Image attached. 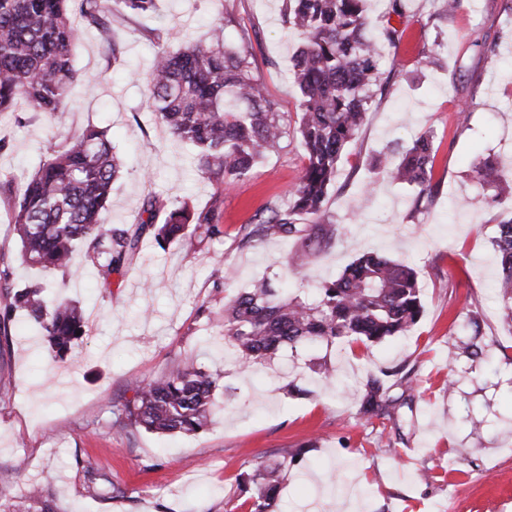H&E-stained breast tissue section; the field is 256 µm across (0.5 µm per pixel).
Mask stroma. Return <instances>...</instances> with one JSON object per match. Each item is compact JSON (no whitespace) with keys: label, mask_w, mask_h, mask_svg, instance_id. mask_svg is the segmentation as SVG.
Segmentation results:
<instances>
[{"label":"stroma","mask_w":512,"mask_h":512,"mask_svg":"<svg viewBox=\"0 0 512 512\" xmlns=\"http://www.w3.org/2000/svg\"><path fill=\"white\" fill-rule=\"evenodd\" d=\"M281 8L282 0H156L154 12L135 15L110 0L107 31L81 29L65 121L74 131L107 129L120 159L107 223H136L150 196L167 209L186 203L197 210L218 198L221 234L192 251L146 240L144 263L113 276L106 289L81 251L66 270L22 264L10 203L0 196V256L10 283L62 288L87 322L82 342L60 360L23 311L12 313V333L0 345V387L9 390L0 399V472L11 475L0 481V503L40 485L63 512H249L239 475L303 445L308 452L288 470L279 512H512V321L493 289L500 261L491 243L498 224L512 218V193L475 174L489 160L512 180V0H463L451 14L441 0H409L404 37L385 53L386 77L329 193L340 234L302 275L287 262L292 241L238 245L259 209L287 202L304 166L289 74L300 38L283 27ZM228 16L236 24L225 29L226 40L251 39L253 74L289 133L247 178L220 190L197 172L193 147L147 108L145 76L167 29L182 42H206ZM428 129L439 184L429 201L374 168L376 158ZM55 133L24 104L0 120V178L22 187ZM371 181L374 196L360 201ZM365 251L416 269L424 311L410 335L313 343L245 371L199 312L203 304L222 308L256 276L314 293ZM473 340L484 358L463 354ZM188 354L224 373L223 407L205 431L131 434L114 425L112 407L133 383L170 371ZM313 357L327 360L336 384L308 371ZM394 369L413 380L412 409L396 423L360 414L368 375ZM293 379L306 395L284 391ZM89 468L124 497L86 496Z\"/></svg>","instance_id":"1"}]
</instances>
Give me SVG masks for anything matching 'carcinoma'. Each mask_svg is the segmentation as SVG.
Here are the masks:
<instances>
[{
	"mask_svg": "<svg viewBox=\"0 0 512 512\" xmlns=\"http://www.w3.org/2000/svg\"><path fill=\"white\" fill-rule=\"evenodd\" d=\"M107 0H0V115L17 111L24 101L62 122L75 80L72 60L79 27L107 29ZM283 23L298 32L292 57L300 93L296 128L306 163L285 208L265 207L240 231L239 247L251 248L269 237L296 245L288 264L304 272L336 240L338 228L326 208L344 149L359 135L373 86L383 63L382 45L400 41L404 30L386 22L376 27L366 15V0H283ZM251 45L225 42L214 29L206 44L165 48L146 76L148 107L177 139L198 149L202 175L231 185L246 178L258 161L276 149L286 134L277 102L250 74ZM384 177L419 189L437 190L434 179V133L428 130L411 145L378 164ZM120 170L105 130L87 126L66 132L63 145L46 152L38 168L13 195L12 183L0 181V195L14 196L15 231L23 263L45 271L67 269L74 252L84 249L105 287L142 261L143 242L151 237L160 248L192 246L220 233V197L205 211L187 203L156 223L159 201H143L137 224H105L112 186ZM494 245L502 275L495 287L512 320V218L497 225ZM5 315L0 336H10L8 313L21 309L62 358L86 335L82 310L59 295L50 300L45 286L0 288ZM201 312L221 330L224 345L238 353L248 369L279 350L336 341L375 342L407 336L423 312L418 273L410 265L376 253L357 257L337 277L323 281L310 301L305 294L276 288L257 279L224 303V309ZM223 373L187 356L177 367L132 387L122 404L119 426L138 432L197 434L206 429ZM374 375L367 378L359 411L390 420L404 399ZM288 460L259 465L248 481L255 487L250 512H277ZM29 506L0 503V512H57L53 495L35 491Z\"/></svg>",
	"mask_w": 512,
	"mask_h": 512,
	"instance_id": "obj_1",
	"label": "carcinoma"
}]
</instances>
